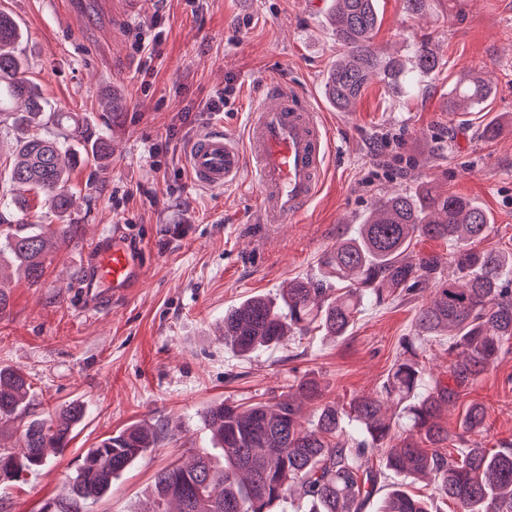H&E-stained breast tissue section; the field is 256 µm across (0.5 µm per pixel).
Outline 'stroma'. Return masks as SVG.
<instances>
[{"mask_svg": "<svg viewBox=\"0 0 512 512\" xmlns=\"http://www.w3.org/2000/svg\"><path fill=\"white\" fill-rule=\"evenodd\" d=\"M84 2L73 15L48 0H0L23 32L27 78L51 106L86 113L112 146L103 169L73 170L75 236L40 285L14 283L0 315V366L33 378L36 413L75 399L86 405L61 454L23 483L0 488V512H41L87 448L136 421L167 418L180 430L114 480L89 512H143L156 473L208 446L200 415L214 403L265 401L305 378L317 379L325 400L339 405L380 396L429 292L367 307L340 339L296 335L248 355L224 347L227 309L253 295L277 297L290 279L316 273L324 252L357 229L376 197L426 181L441 185L491 214L483 247L512 248V0H428L415 19L401 0H378L375 47L410 66L415 44L428 37L440 67L409 92L372 82L348 112L324 95L336 60L326 21L333 0H205L196 14L185 0H139L132 14L123 0ZM153 25L162 44L146 77L132 44ZM469 72L496 94L484 109L451 118L443 109L448 90ZM269 81L308 95L333 141L323 191L296 224L258 223L251 184L194 186L182 153L208 126L243 135L254 95ZM224 88L231 91L224 111H193ZM111 96L123 101L121 113L103 111ZM184 112L190 123H180ZM492 119L501 132L489 141L481 131ZM173 124L179 151L153 166L148 152ZM115 226L142 245L147 280L130 299L89 315L76 290L85 256ZM473 402L485 405L487 418L467 443L491 451L511 444L512 340L449 410L451 433Z\"/></svg>", "mask_w": 512, "mask_h": 512, "instance_id": "35a3bbf8", "label": "stroma"}]
</instances>
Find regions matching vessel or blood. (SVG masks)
Returning a JSON list of instances; mask_svg holds the SVG:
<instances>
[{
	"label": "vessel or blood",
	"mask_w": 512,
	"mask_h": 512,
	"mask_svg": "<svg viewBox=\"0 0 512 512\" xmlns=\"http://www.w3.org/2000/svg\"><path fill=\"white\" fill-rule=\"evenodd\" d=\"M332 151L321 113L294 87L264 86L243 139L213 126L195 137L187 169L199 187L218 190L250 179L257 187V215L264 224H288L303 216L320 194ZM140 244L121 230L99 239L82 280L85 311L124 300L146 279Z\"/></svg>",
	"instance_id": "1"
}]
</instances>
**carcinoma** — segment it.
I'll return each instance as SVG.
<instances>
[{"label":"carcinoma","mask_w":512,"mask_h":512,"mask_svg":"<svg viewBox=\"0 0 512 512\" xmlns=\"http://www.w3.org/2000/svg\"><path fill=\"white\" fill-rule=\"evenodd\" d=\"M376 0H335L329 16L336 36V63L327 72L324 93L346 111L376 79L390 88L407 81L405 65L373 48ZM18 25L0 12V129L16 132L8 167L14 194L0 197V315L9 306L13 270L32 285L41 283L54 254L72 235L76 188L71 172L79 163L101 164L111 154L104 135L76 112L50 108L39 88L25 78L28 63L15 51ZM419 72L431 74L439 57L426 38L414 48ZM478 77L461 79L448 91L446 111H476L494 96ZM40 197L59 224H27L5 211L26 207L25 193ZM490 218L477 204L426 182L414 193L394 192L371 205L357 232L343 235L324 254L319 272L294 278L280 302L257 295L224 313V348L248 354L279 346L286 337L320 329L347 335L367 304L382 306L419 290H434L419 309L415 336L401 343L382 396L355 397L345 408L323 400L322 386L305 379L296 391L273 402L222 401L202 415L211 450L158 472L153 506L147 512H276L290 500L310 503L308 512H362L378 492V473L369 465L383 452L387 469L430 478L435 495L460 504L462 512H512V446L489 452L475 445L447 451L452 435L443 411L458 402L462 389L498 362L512 340V251L478 249ZM446 244L444 257L414 251L418 239ZM429 336L448 337V378L432 380L427 393L421 347ZM34 383L25 372L0 367V429L16 444H0V484L38 472L68 446L86 415L76 399L43 415L33 411ZM315 407L305 420L304 406ZM407 419L404 434L388 406ZM486 408L469 404L461 429L480 430ZM363 434L357 443L342 439L344 420ZM174 438L167 421L141 420L102 439L81 456L65 491L48 500L46 512H84L105 496L112 480L159 444ZM377 512H428L421 500L401 489L379 502Z\"/></svg>","instance_id":"carcinoma-1"}]
</instances>
